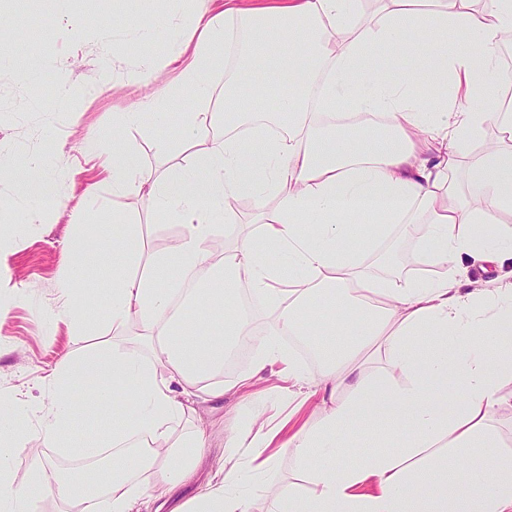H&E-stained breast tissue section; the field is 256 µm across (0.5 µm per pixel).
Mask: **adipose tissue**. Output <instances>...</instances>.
<instances>
[{"mask_svg": "<svg viewBox=\"0 0 512 512\" xmlns=\"http://www.w3.org/2000/svg\"><path fill=\"white\" fill-rule=\"evenodd\" d=\"M376 2L371 21L362 0L232 6L220 19L203 7L189 30L145 19L146 29L166 30L168 59L183 61L180 77L200 101L214 96V46L234 42L222 110L187 113L180 134L201 150L185 171L156 179L138 171L119 137L90 151L113 195H141L185 233L150 252L141 225L113 215L123 232L102 305L113 330L138 326L137 347L115 343L48 365L42 380L59 397L43 407L36 431L22 424L23 402L0 394V512H30L46 497L71 512H251L239 490L245 469L269 471L284 453L301 481L286 492L265 486L273 512H512V450L495 426L512 408V273L468 288L460 269L466 257L493 265L512 257V226L487 221L491 209L512 215V145L484 141L491 126L512 138L499 66L512 43V0ZM458 28L467 39H449ZM268 53L288 75L274 107L243 103L239 89ZM219 123L225 136L214 134ZM475 145L477 157L467 159ZM19 170L33 200L13 210L30 228L60 199L37 161ZM243 195L255 203L252 230L213 254L216 225L233 223L229 203ZM353 223L375 225L377 242L425 225L415 260L440 275L418 281L367 269L348 244ZM272 250L279 261L269 260ZM140 263L148 275H130ZM244 291L275 312L270 337L254 336L242 315ZM178 301L207 318L174 315ZM285 335L314 337L322 352L317 420L290 432L273 405L254 406L216 456L204 425L177 432L199 403L248 390L273 369L281 395L300 396L305 370L279 345ZM246 336L250 368L225 381V358ZM380 354L400 381L365 376ZM87 385L107 437L80 428L73 414L71 395ZM127 392L137 402L131 418L117 413ZM33 439L106 465L93 485L50 463L16 480L14 457ZM365 439L372 448L364 452ZM131 458L151 481L136 479ZM191 483L195 493L175 501Z\"/></svg>", "mask_w": 512, "mask_h": 512, "instance_id": "obj_1", "label": "adipose tissue"}]
</instances>
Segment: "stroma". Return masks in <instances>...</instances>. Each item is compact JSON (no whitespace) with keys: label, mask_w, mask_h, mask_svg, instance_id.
Segmentation results:
<instances>
[{"label":"stroma","mask_w":512,"mask_h":512,"mask_svg":"<svg viewBox=\"0 0 512 512\" xmlns=\"http://www.w3.org/2000/svg\"><path fill=\"white\" fill-rule=\"evenodd\" d=\"M198 0H66L55 11L51 0H0V201H19L24 186L15 164L42 162L55 178L63 209L34 232H17L0 242V298L10 304L0 317V393L26 402L28 423L38 428L40 409L54 396L41 377L61 354L85 351L90 336L70 335L45 312L70 284L76 299L102 296L111 283L112 213L121 211L141 224L149 250H165L184 232L181 224L143 208L137 195L116 197L106 174L84 155L88 140L108 145L112 115L124 112L157 89H165L169 121L161 127L129 129L138 169L156 176L191 167L194 150L178 136L185 113L215 112L218 102L193 100L180 86L175 66L162 65L167 49L163 31L143 33L141 20L160 15L173 25L191 26ZM95 95H87L88 87ZM165 139L166 152L156 142ZM96 185L92 205L99 231L85 242L86 257L70 256L72 209L82 204L88 185ZM249 408L230 391L198 408L197 418L210 426L214 442L224 431L246 424ZM54 463L76 472L80 480L96 475L94 461L58 455L29 443L14 462L18 475L35 463Z\"/></svg>","instance_id":"stroma-1"}]
</instances>
